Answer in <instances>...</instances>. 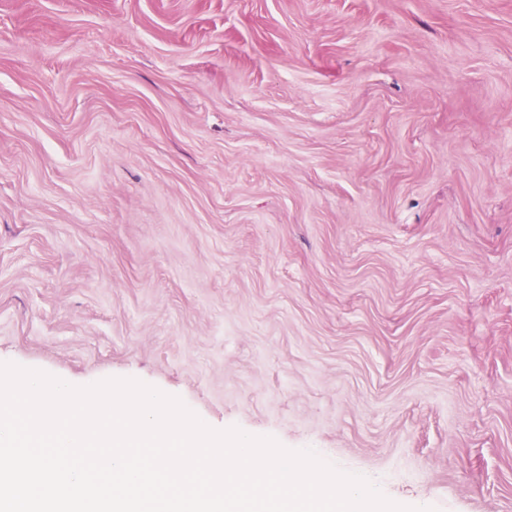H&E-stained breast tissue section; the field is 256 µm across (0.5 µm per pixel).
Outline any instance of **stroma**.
<instances>
[{"label":"stroma","mask_w":512,"mask_h":512,"mask_svg":"<svg viewBox=\"0 0 512 512\" xmlns=\"http://www.w3.org/2000/svg\"><path fill=\"white\" fill-rule=\"evenodd\" d=\"M0 362L512 512V0H0Z\"/></svg>","instance_id":"stroma-1"}]
</instances>
